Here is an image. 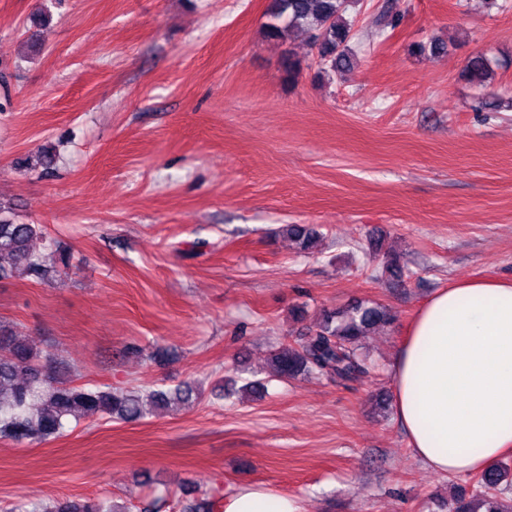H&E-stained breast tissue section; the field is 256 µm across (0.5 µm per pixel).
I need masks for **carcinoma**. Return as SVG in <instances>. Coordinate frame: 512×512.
I'll return each mask as SVG.
<instances>
[{
  "label": "carcinoma",
  "instance_id": "cac0c4a2",
  "mask_svg": "<svg viewBox=\"0 0 512 512\" xmlns=\"http://www.w3.org/2000/svg\"><path fill=\"white\" fill-rule=\"evenodd\" d=\"M353 0H272L265 33L273 40H286L294 32L308 35L317 49L321 68L342 73L354 66L355 54L350 46L355 18L348 10ZM490 71L488 58L479 53L466 65L470 80L486 82ZM280 232L307 250L319 237L313 227L286 224ZM44 238L38 224L17 223L11 207L0 204V282L27 277L46 282L69 265V256L54 242L46 241L37 249L33 242ZM390 313L380 306L357 304L347 310L327 313L315 332L300 345L277 347L270 358L273 372L281 378L299 374H317L340 384L353 382L367 372L366 359L360 352L361 338L370 330L389 323ZM52 358L41 357L24 341L0 336V437L17 443L47 442L64 431L66 422L89 413H104L124 422L136 421L147 414L146 404L169 409L189 402L194 394L184 383L167 390L142 395L124 389H90L64 384L51 371ZM512 476V469L498 463L480 474V490L466 502L455 498L448 512H512V500L499 497V486ZM33 512H116L106 501L87 499L63 500L53 508Z\"/></svg>",
  "mask_w": 512,
  "mask_h": 512
}]
</instances>
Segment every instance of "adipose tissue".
<instances>
[{"mask_svg": "<svg viewBox=\"0 0 512 512\" xmlns=\"http://www.w3.org/2000/svg\"><path fill=\"white\" fill-rule=\"evenodd\" d=\"M394 410L414 456L448 475L484 472L512 451V281L473 279L421 306L393 367ZM224 512H303L245 487Z\"/></svg>", "mask_w": 512, "mask_h": 512, "instance_id": "obj_1", "label": "adipose tissue"}]
</instances>
